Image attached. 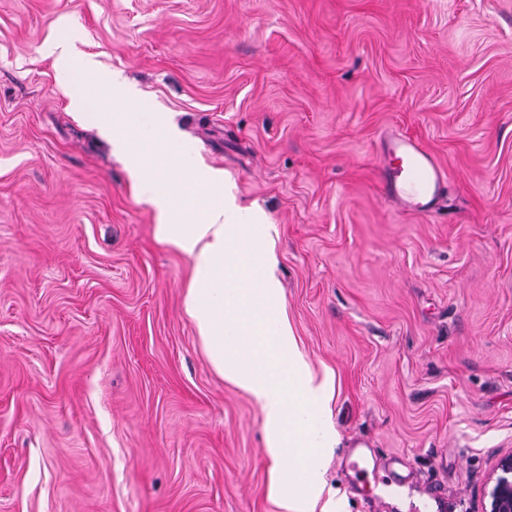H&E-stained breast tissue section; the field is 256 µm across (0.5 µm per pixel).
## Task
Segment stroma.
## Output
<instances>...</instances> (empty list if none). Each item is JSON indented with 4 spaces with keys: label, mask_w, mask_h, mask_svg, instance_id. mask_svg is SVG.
<instances>
[{
    "label": "stroma",
    "mask_w": 512,
    "mask_h": 512,
    "mask_svg": "<svg viewBox=\"0 0 512 512\" xmlns=\"http://www.w3.org/2000/svg\"><path fill=\"white\" fill-rule=\"evenodd\" d=\"M87 56L274 226L334 376L323 499L480 512L512 448V0H0V512H281L260 408L184 312L191 259L71 105L103 109ZM391 133L446 169L435 214L382 193Z\"/></svg>",
    "instance_id": "35a3bbf8"
}]
</instances>
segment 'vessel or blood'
<instances>
[{"instance_id": "b4317fda", "label": "vessel or blood", "mask_w": 512, "mask_h": 512, "mask_svg": "<svg viewBox=\"0 0 512 512\" xmlns=\"http://www.w3.org/2000/svg\"><path fill=\"white\" fill-rule=\"evenodd\" d=\"M384 189L404 210L428 214L445 190L446 172L422 143L397 133L385 141Z\"/></svg>"}]
</instances>
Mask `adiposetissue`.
<instances>
[{
    "mask_svg": "<svg viewBox=\"0 0 512 512\" xmlns=\"http://www.w3.org/2000/svg\"><path fill=\"white\" fill-rule=\"evenodd\" d=\"M100 81L115 108L101 118L103 136L127 160L138 197L156 209V239L193 263L184 311L207 358L261 408L282 512H313L324 485L318 458L338 442L322 415L334 378L314 375L296 345L267 239L243 238L244 227L264 223V215L238 206L219 171L188 165L165 121L154 125L160 142L139 135L140 115L118 76Z\"/></svg>",
    "mask_w": 512,
    "mask_h": 512,
    "instance_id": "obj_1",
    "label": "adipose tissue"
}]
</instances>
